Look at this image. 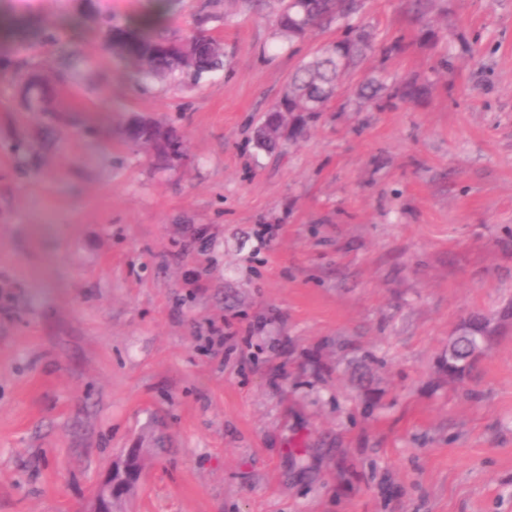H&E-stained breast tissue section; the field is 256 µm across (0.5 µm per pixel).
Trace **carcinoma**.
<instances>
[{"instance_id": "cac0c4a2", "label": "carcinoma", "mask_w": 512, "mask_h": 512, "mask_svg": "<svg viewBox=\"0 0 512 512\" xmlns=\"http://www.w3.org/2000/svg\"><path fill=\"white\" fill-rule=\"evenodd\" d=\"M275 16V35L293 45L305 40L316 27L340 29L342 35L336 43L322 47L310 61L301 62L295 69L288 89L264 114L257 127L255 145L262 150L274 148L282 139V130L287 125L282 113L324 112L330 102L331 93L338 82L369 53L376 50L372 32L354 23L362 11L364 0H259ZM79 14L96 20L103 41L115 43L118 54L145 77L162 80H179L197 83L204 76L224 69V48L216 43L203 46L202 36H176L157 27L137 29L115 22L110 16H98L85 9ZM25 70L31 74L42 68L30 66L9 55L0 56V74ZM385 91L384 105L397 101L412 100L420 95L421 87L405 84L384 87L371 81L363 85L357 96L373 98ZM29 112H42L54 122L62 120L54 101H46L43 88L36 82L27 86ZM144 137L165 138L161 166L171 168L181 161L183 135L174 127L161 121L149 125L141 123V117L127 119L122 128V139L130 145ZM481 333V321L468 322L455 344L456 364L461 366L459 379L469 376L477 361L471 359Z\"/></svg>"}]
</instances>
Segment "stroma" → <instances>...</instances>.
<instances>
[{"label": "stroma", "mask_w": 512, "mask_h": 512, "mask_svg": "<svg viewBox=\"0 0 512 512\" xmlns=\"http://www.w3.org/2000/svg\"><path fill=\"white\" fill-rule=\"evenodd\" d=\"M77 3L0 0V51L26 29L67 59L72 108L44 132L0 80V512H83L131 448L130 512H512V0H366L407 50L269 152L256 127L336 31L288 48L269 11L173 0L226 65L161 83ZM377 72L426 92L357 104ZM136 114L184 133L181 166L123 142ZM474 315L489 350L449 381Z\"/></svg>", "instance_id": "stroma-1"}]
</instances>
